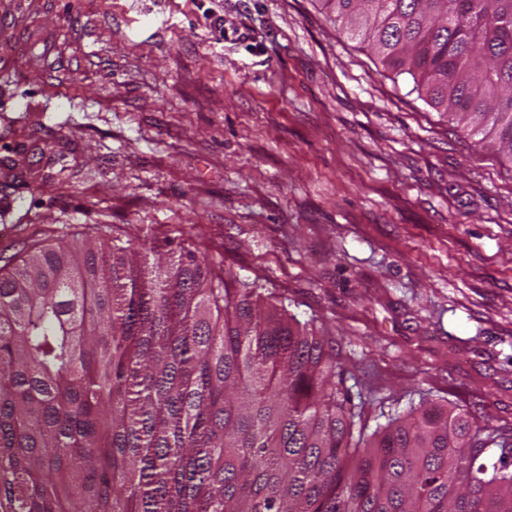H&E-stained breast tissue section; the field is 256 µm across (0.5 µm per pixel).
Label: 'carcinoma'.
<instances>
[{
	"label": "carcinoma",
	"instance_id": "1",
	"mask_svg": "<svg viewBox=\"0 0 512 512\" xmlns=\"http://www.w3.org/2000/svg\"><path fill=\"white\" fill-rule=\"evenodd\" d=\"M512 164V0H321ZM255 279L101 235L0 268L4 512H512V439L354 377Z\"/></svg>",
	"mask_w": 512,
	"mask_h": 512
}]
</instances>
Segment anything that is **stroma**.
<instances>
[{"instance_id": "stroma-1", "label": "stroma", "mask_w": 512, "mask_h": 512, "mask_svg": "<svg viewBox=\"0 0 512 512\" xmlns=\"http://www.w3.org/2000/svg\"><path fill=\"white\" fill-rule=\"evenodd\" d=\"M411 88L320 0H0V266L167 239L316 317L371 416L510 432L512 164Z\"/></svg>"}]
</instances>
